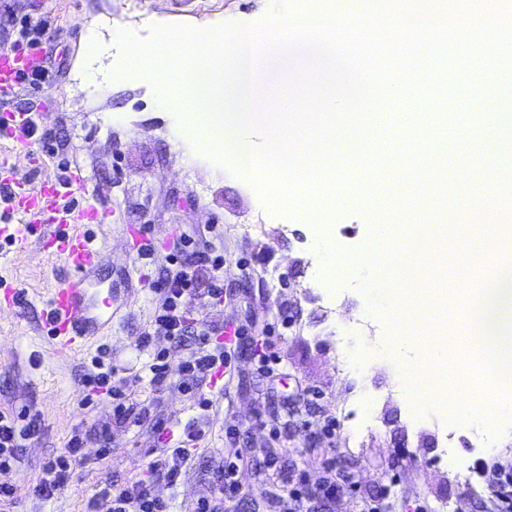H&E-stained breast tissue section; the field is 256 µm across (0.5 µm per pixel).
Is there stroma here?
I'll use <instances>...</instances> for the list:
<instances>
[{
  "instance_id": "1",
  "label": "stroma",
  "mask_w": 512,
  "mask_h": 512,
  "mask_svg": "<svg viewBox=\"0 0 512 512\" xmlns=\"http://www.w3.org/2000/svg\"><path fill=\"white\" fill-rule=\"evenodd\" d=\"M270 7L271 0H0V52L14 49L22 20H43L56 56L46 81L21 92L38 132H52L54 146L32 142L10 161L35 182L72 169L96 187L111 212L95 230L101 273L118 290L111 334L78 356H58L41 315L64 272L61 262L34 247L21 252L0 243V289L20 296L17 307H0V411L30 405L45 419L19 461L0 471V483L15 489L10 512H109L110 502L98 496L105 484L147 476L158 445L150 427L113 423L111 400L81 404L93 357L108 353L135 379L168 434H181L200 416L196 400L177 388L191 337L175 342L158 332L147 350L138 337L163 301L156 286L171 274L167 255L182 234L209 224L218 234L200 247L224 255V299L209 296L210 264H196L188 312L210 328L230 325L246 334L224 348L234 375L211 394L206 437L190 472L176 486L154 484L173 512H193L198 500L214 495V471L233 442L252 449L254 461L238 474L241 491L224 512H290L283 476L314 487L328 467L342 478L330 512H369L371 503L376 512H512V437H489L437 407L415 412L413 397L396 382L399 356L387 346L396 328L369 311L361 279L345 275L333 288L321 281L306 213L272 215L226 165L205 154L189 159L173 140L193 128L192 119L159 105L153 78L117 72L118 31L146 38L155 25L251 24ZM92 35L98 49L90 54L84 45ZM132 226L158 241L157 256H138ZM327 236L358 257L377 241L371 216L352 208L337 209ZM160 350L169 353L170 385L158 390L149 365ZM80 423L110 424L112 453L99 458L89 440L72 489L43 500L34 491L39 470ZM270 457L275 466H267Z\"/></svg>"
}]
</instances>
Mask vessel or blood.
Wrapping results in <instances>:
<instances>
[{
  "mask_svg": "<svg viewBox=\"0 0 512 512\" xmlns=\"http://www.w3.org/2000/svg\"><path fill=\"white\" fill-rule=\"evenodd\" d=\"M43 65V52L37 47L0 52V144L25 142L32 116L13 110L12 104ZM1 189L7 190L8 211L17 221L0 225V239H11L18 249H26L32 225H39L42 253L64 262L65 273L53 288L43 316L55 353L66 356L83 349L111 331L115 301L111 284L100 274L102 250L88 234L89 226L102 222L103 209L95 193L78 174L70 172L34 185L17 178L5 163L0 164ZM74 192L83 195V206L64 205V197Z\"/></svg>",
  "mask_w": 512,
  "mask_h": 512,
  "instance_id": "1",
  "label": "vessel or blood"
}]
</instances>
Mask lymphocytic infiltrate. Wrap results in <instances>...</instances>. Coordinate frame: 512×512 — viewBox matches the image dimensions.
<instances>
[{
  "label": "lymphocytic infiltrate",
  "mask_w": 512,
  "mask_h": 512,
  "mask_svg": "<svg viewBox=\"0 0 512 512\" xmlns=\"http://www.w3.org/2000/svg\"><path fill=\"white\" fill-rule=\"evenodd\" d=\"M194 240L182 236L181 245L167 255L170 265L176 266V274L160 285L164 296L162 306L155 311L153 324L164 331L169 339L179 341L186 333H193L194 346L190 349L181 367L185 375L178 388L181 392L198 398L201 408H209L212 401L206 398L204 389L213 374L227 361L222 348L213 346L210 328L191 326L187 306L194 295V276L190 259L194 254ZM93 370L84 377L87 393L85 402L96 397L111 398L113 404L112 423H127L134 413L131 396L133 380L121 377L115 366L105 365L101 359H93ZM43 417L37 410L25 407L19 412H0V471L10 470L19 459V450L25 441L41 432ZM206 435V424L196 420L188 424L178 439L163 443L157 458L150 462L151 476L130 483L106 484L101 495L111 503V512H171L167 501L154 493L155 480H164L176 485L185 474L188 462ZM87 441L85 433L74 430L68 439L63 454L47 461L35 486L36 493L45 499L53 498L68 490L74 479L72 466L81 457ZM231 462L217 470V492L214 497L199 500L194 512H223L225 499L240 492L236 479L239 468L250 464V451L246 448H231L227 451Z\"/></svg>",
  "instance_id": "f902f5d3"
}]
</instances>
